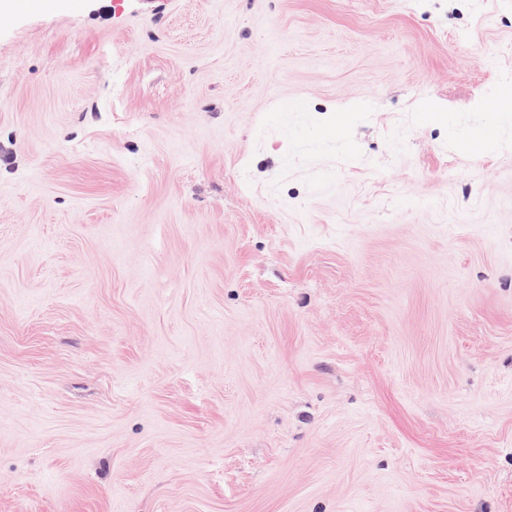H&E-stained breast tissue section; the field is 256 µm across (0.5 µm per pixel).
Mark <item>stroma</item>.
<instances>
[{
    "label": "stroma",
    "instance_id": "stroma-1",
    "mask_svg": "<svg viewBox=\"0 0 512 512\" xmlns=\"http://www.w3.org/2000/svg\"><path fill=\"white\" fill-rule=\"evenodd\" d=\"M508 82L512 0L0 17V512H512Z\"/></svg>",
    "mask_w": 512,
    "mask_h": 512
}]
</instances>
